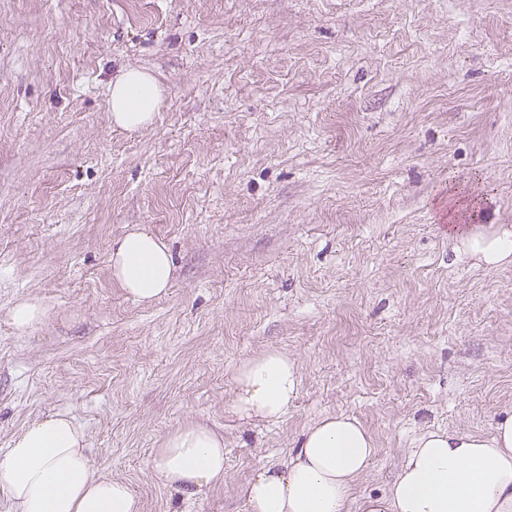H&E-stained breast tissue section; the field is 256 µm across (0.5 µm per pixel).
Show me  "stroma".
Here are the masks:
<instances>
[{"mask_svg": "<svg viewBox=\"0 0 512 512\" xmlns=\"http://www.w3.org/2000/svg\"><path fill=\"white\" fill-rule=\"evenodd\" d=\"M131 67L164 89L136 133L107 111ZM138 226L175 262L150 305L109 266ZM511 232L512 0H0V453L64 412L142 512H251L343 414L377 446L360 512L423 433L512 416V255L471 245ZM271 348L297 395L240 417L233 372ZM193 422L224 482L188 499L152 454ZM45 316L46 311L39 302L25 300L12 308L11 323L17 334H25Z\"/></svg>", "mask_w": 512, "mask_h": 512, "instance_id": "1", "label": "stroma"}]
</instances>
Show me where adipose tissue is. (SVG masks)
Instances as JSON below:
<instances>
[{
	"label": "adipose tissue",
	"instance_id": "obj_1",
	"mask_svg": "<svg viewBox=\"0 0 512 512\" xmlns=\"http://www.w3.org/2000/svg\"><path fill=\"white\" fill-rule=\"evenodd\" d=\"M162 91L152 74L127 68L112 81V123L140 131L154 120ZM114 282L139 303L171 286L167 244L137 227L112 243ZM234 405L244 417L275 421L294 397L297 366L268 350L237 366ZM376 453L355 418L327 416L308 428L288 464L262 467L246 488L251 512H348L353 488ZM153 467L168 486L193 496L224 479V438L192 423L167 434ZM0 492L11 512H142L122 480L96 474L81 427L54 413L27 423L0 454ZM360 512H512V416L492 436L429 431L420 436L383 497H367Z\"/></svg>",
	"mask_w": 512,
	"mask_h": 512
}]
</instances>
